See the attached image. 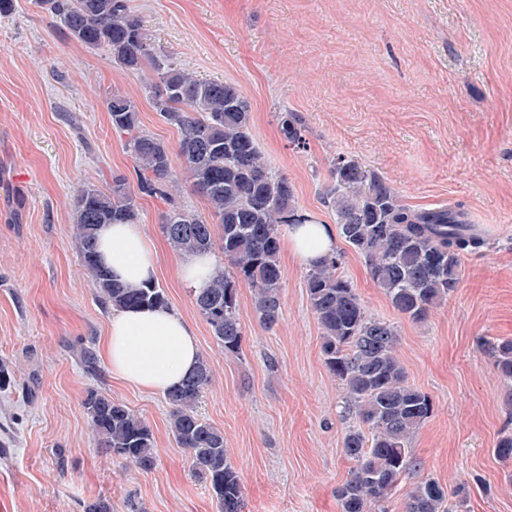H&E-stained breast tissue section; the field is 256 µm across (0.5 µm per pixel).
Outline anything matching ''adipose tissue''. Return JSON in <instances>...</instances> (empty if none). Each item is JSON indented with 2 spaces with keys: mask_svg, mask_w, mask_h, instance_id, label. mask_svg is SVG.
<instances>
[{
  "mask_svg": "<svg viewBox=\"0 0 512 512\" xmlns=\"http://www.w3.org/2000/svg\"><path fill=\"white\" fill-rule=\"evenodd\" d=\"M102 263L132 288L154 282L158 252L139 224H106L99 232ZM286 246L301 264H319L336 250V231L309 222L286 228ZM99 355L112 376L152 395L167 394L196 369L200 360L194 328L173 308L115 311Z\"/></svg>",
  "mask_w": 512,
  "mask_h": 512,
  "instance_id": "obj_1",
  "label": "adipose tissue"
}]
</instances>
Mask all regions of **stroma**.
Instances as JSON below:
<instances>
[{
    "mask_svg": "<svg viewBox=\"0 0 512 512\" xmlns=\"http://www.w3.org/2000/svg\"><path fill=\"white\" fill-rule=\"evenodd\" d=\"M156 56L201 79L237 84L267 163L293 184L303 213L334 223L324 203L337 156L384 177L415 209L461 206L485 247L461 257L455 290L427 320L400 315L364 259L337 240L341 270L369 315L392 324L408 380L432 414L412 448L420 477L464 488L467 512H512V461L494 448L512 433V383L486 340L512 338V0H130ZM152 69L129 72L104 48L71 40L37 0L0 16V512H219L169 428L164 396L90 373L111 311L82 268L72 200L91 182L125 178L134 162L106 101L132 98L141 128L175 148L152 105ZM301 116L307 147H289L281 113ZM138 223L160 248L157 284L195 328L211 381L200 416L224 432L244 512H339L353 467L342 441L355 421L322 354L307 269L281 254L282 316L265 329L239 286L238 353L199 315L162 229L165 204L137 193ZM112 396L150 427L152 469L123 466L92 437L82 401Z\"/></svg>",
    "mask_w": 512,
    "mask_h": 512,
    "instance_id": "35a3bbf8",
    "label": "stroma"
}]
</instances>
